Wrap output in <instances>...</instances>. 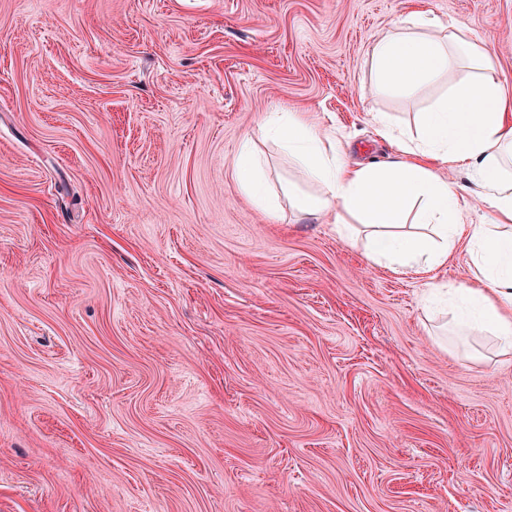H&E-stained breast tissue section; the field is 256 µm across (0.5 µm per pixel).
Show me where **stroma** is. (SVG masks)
I'll return each mask as SVG.
<instances>
[{
	"label": "stroma",
	"instance_id": "stroma-1",
	"mask_svg": "<svg viewBox=\"0 0 512 512\" xmlns=\"http://www.w3.org/2000/svg\"><path fill=\"white\" fill-rule=\"evenodd\" d=\"M416 10L512 84V0H0V512H512V351L233 179L289 109L394 160Z\"/></svg>",
	"mask_w": 512,
	"mask_h": 512
}]
</instances>
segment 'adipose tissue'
Masks as SVG:
<instances>
[{"mask_svg": "<svg viewBox=\"0 0 512 512\" xmlns=\"http://www.w3.org/2000/svg\"><path fill=\"white\" fill-rule=\"evenodd\" d=\"M396 27L370 52L377 88L410 93L442 78L450 88L422 114L413 135L394 133L383 113L374 114L378 132L395 140V161L350 162L336 130L314 114L271 112L258 132L244 135L235 181L253 205L278 219L255 146L257 138L272 140L318 186L308 193L289 183L285 192L295 211L331 219L345 238L365 236L369 260L408 270L427 288L435 285L434 270L467 240L475 277L449 286L452 322L462 336L490 335L512 349V91L494 76L485 47L468 38L465 23L418 11ZM447 165L469 173L471 198L441 175ZM471 200L488 208L491 223H465Z\"/></svg>", "mask_w": 512, "mask_h": 512, "instance_id": "ef3b65f1", "label": "adipose tissue"}]
</instances>
